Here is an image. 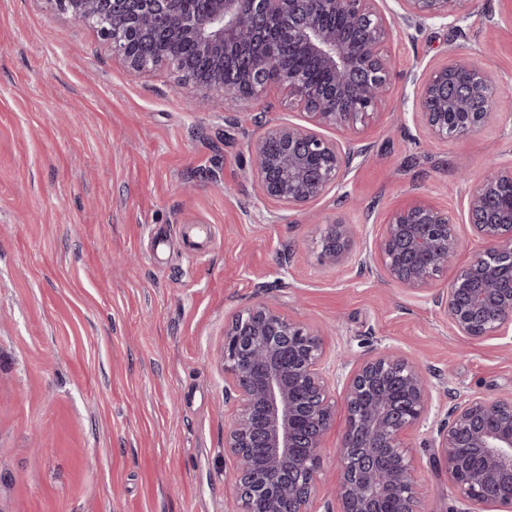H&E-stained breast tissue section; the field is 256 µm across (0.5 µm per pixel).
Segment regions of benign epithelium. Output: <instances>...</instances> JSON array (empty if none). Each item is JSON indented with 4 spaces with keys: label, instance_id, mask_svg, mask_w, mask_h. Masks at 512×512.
Returning a JSON list of instances; mask_svg holds the SVG:
<instances>
[{
    "label": "benign epithelium",
    "instance_id": "benign-epithelium-1",
    "mask_svg": "<svg viewBox=\"0 0 512 512\" xmlns=\"http://www.w3.org/2000/svg\"><path fill=\"white\" fill-rule=\"evenodd\" d=\"M74 21L97 29L112 55L134 71L174 69L198 103H238L270 88L301 106L309 125L275 123L251 147L260 197L301 211L339 185L351 150L317 128L347 130L378 112L391 76L384 53L385 18L377 0H201L196 15L183 0H50ZM404 17L425 23L457 12L459 0H398ZM341 15L345 27L327 23ZM139 37L143 51L129 49ZM278 38L318 61L316 82L286 57L265 52ZM498 88L463 54L433 68L419 86L414 115L437 141L479 129ZM512 166L495 168L468 199L469 224L484 244L437 298L453 333L479 340L512 328ZM347 225L328 224L321 255L345 261ZM459 241L449 213L417 199L382 225L374 259L389 282L414 293L433 288ZM217 361L224 395L236 410L224 432L234 460L235 512H315L322 448L336 420V400L323 370L322 334L276 306L257 301L224 329ZM347 423L338 446L336 512H422L410 440L432 410L423 368L397 348L358 363L343 388ZM432 461L445 470L463 508L512 512V394L489 401L458 399L432 440Z\"/></svg>",
    "mask_w": 512,
    "mask_h": 512
}]
</instances>
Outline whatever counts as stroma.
<instances>
[{
    "instance_id": "obj_1",
    "label": "stroma",
    "mask_w": 512,
    "mask_h": 512,
    "mask_svg": "<svg viewBox=\"0 0 512 512\" xmlns=\"http://www.w3.org/2000/svg\"><path fill=\"white\" fill-rule=\"evenodd\" d=\"M393 74L383 111L326 138L356 156L307 210L257 198L249 149L265 123H304L268 90L197 109L166 69L113 60L97 30L51 0H0V512H233L224 429L233 403L213 361L257 301L326 330L334 390L357 360L417 358L434 407L413 441L425 512H452L431 440L452 396L512 394V332L455 336L433 295L369 260L396 207L426 199L461 240L437 289L482 249L473 187L512 165V0H466L423 25L379 0ZM463 53L501 87L476 133L432 142L412 114L427 72ZM351 250L321 256L326 225ZM344 407L326 439L317 508L332 502ZM350 236L347 225L329 224L321 237V255L333 264L345 261L349 251Z\"/></svg>"
}]
</instances>
